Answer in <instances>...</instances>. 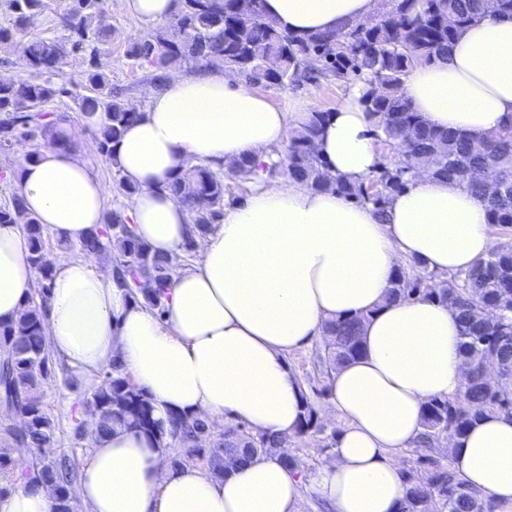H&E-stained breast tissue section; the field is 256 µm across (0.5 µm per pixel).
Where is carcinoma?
Listing matches in <instances>:
<instances>
[{
  "label": "carcinoma",
  "instance_id": "obj_1",
  "mask_svg": "<svg viewBox=\"0 0 512 512\" xmlns=\"http://www.w3.org/2000/svg\"><path fill=\"white\" fill-rule=\"evenodd\" d=\"M167 23L142 40L129 43L125 55L139 66L151 69L155 87L163 88L167 71L191 64L201 69L214 59L246 81L285 89L305 79L334 77L348 85L363 83L362 103L376 118L375 137L399 151L403 163L384 166L369 185L351 184L332 174L316 143L324 112H313L296 131L286 149L289 176L314 191H332L347 199L371 205L382 213L389 198L406 188L417 169L436 160L431 174L457 180L486 206L488 224L512 228V130L482 140L434 128L422 113L402 96L409 73L430 63L448 50L467 27L487 16V0H381L380 8L359 29L307 35L279 28L262 12L260 0H252L247 14L240 0H174ZM105 0H65L58 26L66 40L43 38L20 40L30 21L45 9L44 0H6L11 14L7 27H0V43L19 45L23 65L34 77L22 81L0 80V151L6 152L19 139L49 137L52 144L69 147L60 128L66 116H52L48 106L64 97L78 101L79 109L95 125L98 152L112 161L114 189L133 198L138 188L125 181L114 155V146L139 113L112 93L108 73L100 62L105 33L90 27ZM88 57L76 93L67 84L47 78L62 70L69 55ZM230 170L253 181L274 171L275 165L257 164L243 156ZM168 191L189 212L190 234L181 252L162 255L141 241L124 211L104 214L103 226L90 230L79 244L60 242V249L100 257L114 252L113 276L131 299L157 317L165 315L166 300L174 278L192 256L196 239L207 236L224 217V174L195 165L180 170L167 185ZM0 224H18L23 231L27 259L38 273L32 295L18 319L0 322V349L9 355L0 360V404L20 413L23 429L9 433L14 451L39 448L41 457L22 472L27 483H52L58 490L53 512H74L68 484L73 466L55 454L56 426L36 395L54 377V362L46 344L47 293L55 267L46 257L45 229L27 211L20 194L0 205ZM422 270H399L391 296L394 300L428 299L454 306L461 321L462 350L467 383L453 399H434L423 412V431L418 438L412 465L404 470L406 493L400 512H496L494 501L472 490L453 466L432 450L445 439H459L486 412L512 415V238L493 245L487 255L466 271L433 282ZM494 309L498 320L477 317L478 308ZM367 316L354 315L326 326L331 337L321 359L323 372L333 374L360 354V335ZM497 365L495 381L483 375V365ZM87 414L98 420L102 435L116 426L145 433L156 432L164 445L178 444L186 456L208 455L214 479L224 478V458L248 462L279 453L299 468L288 453L289 437L254 433L235 428L221 439L211 438L207 422L196 416L173 414L168 427L155 420L147 396L112 360L101 386L85 402ZM321 431L317 409L305 400L298 433Z\"/></svg>",
  "mask_w": 512,
  "mask_h": 512
}]
</instances>
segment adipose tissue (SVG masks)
Listing matches in <instances>:
<instances>
[{"mask_svg":"<svg viewBox=\"0 0 512 512\" xmlns=\"http://www.w3.org/2000/svg\"><path fill=\"white\" fill-rule=\"evenodd\" d=\"M296 33L370 19L378 0H263ZM353 84L329 112L317 149L332 173L366 181L383 157ZM402 95L437 129L474 138L512 127V18L490 15L464 30L447 54L414 68ZM307 98L273 103L209 67L154 92L114 149L139 188L129 217L153 251L179 250L186 208L167 185L183 166L213 168L241 156L278 161L287 130L307 121ZM18 192L56 238L79 243L103 223L106 189L72 151L47 146L24 162ZM492 247L487 212L457 182L420 172L384 214L290 178L259 182L200 243L199 263L174 280L164 318L119 288L88 259L59 265L50 284L49 349L89 386L112 361L149 397L155 419L180 412L216 424L293 435L302 396L289 353L324 335L327 323L366 314L361 353L331 381L341 421L333 452L298 471L280 455L234 464L223 480L170 468L157 436L114 428L91 437L74 488L88 512H303L308 496L331 512H398L405 496L401 450L415 447L422 412L466 384L456 310L432 300H392L400 265L438 273L472 267ZM36 272L17 225L0 224V321L19 317ZM454 469L496 502L512 505V417L488 413L452 441ZM26 462L0 474V512H52L43 485L17 481Z\"/></svg>","mask_w":512,"mask_h":512,"instance_id":"ef3b65f1","label":"adipose tissue"}]
</instances>
